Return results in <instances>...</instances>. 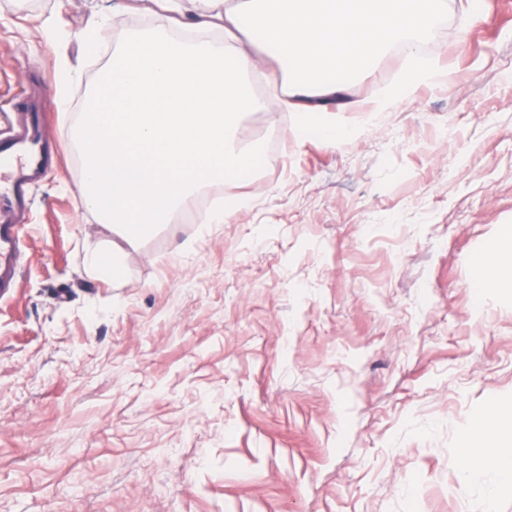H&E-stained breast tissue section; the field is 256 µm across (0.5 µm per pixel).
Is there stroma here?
Listing matches in <instances>:
<instances>
[{"label":"stroma","mask_w":512,"mask_h":512,"mask_svg":"<svg viewBox=\"0 0 512 512\" xmlns=\"http://www.w3.org/2000/svg\"><path fill=\"white\" fill-rule=\"evenodd\" d=\"M0 0V115L15 91L85 106L153 0ZM474 13L467 25L463 14ZM440 82L352 136L296 139L261 90L237 142L286 163L227 184L224 224L162 225L121 276L83 266L106 237L82 199L73 112L31 196L18 286L0 301V512H512L466 478V440L512 418V0H447ZM405 53L345 78L370 101Z\"/></svg>","instance_id":"1"}]
</instances>
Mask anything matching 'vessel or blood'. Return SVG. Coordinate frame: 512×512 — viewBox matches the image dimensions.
Instances as JSON below:
<instances>
[{"label":"vessel or blood","mask_w":512,"mask_h":512,"mask_svg":"<svg viewBox=\"0 0 512 512\" xmlns=\"http://www.w3.org/2000/svg\"><path fill=\"white\" fill-rule=\"evenodd\" d=\"M51 113L48 107L30 111L27 93H20L0 132V300L10 297L17 283L28 191L59 154L46 136Z\"/></svg>","instance_id":"1"}]
</instances>
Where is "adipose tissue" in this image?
I'll list each match as a JSON object with an SVG mask.
<instances>
[{"label":"adipose tissue","instance_id":"ef3b65f1","mask_svg":"<svg viewBox=\"0 0 512 512\" xmlns=\"http://www.w3.org/2000/svg\"><path fill=\"white\" fill-rule=\"evenodd\" d=\"M181 18L177 27L129 32L112 53L92 102L74 121L84 157L82 194L110 240L86 249L84 266L109 281L122 270L125 246L167 223L191 193L215 181L240 180L256 148L233 137L241 118L262 110L251 92L263 73L280 90L284 110L299 113L298 136L316 133L335 144L348 131L333 112L343 86L393 47L413 58L400 91L378 111L395 108L439 68L416 55L446 0H160Z\"/></svg>","mask_w":512,"mask_h":512}]
</instances>
